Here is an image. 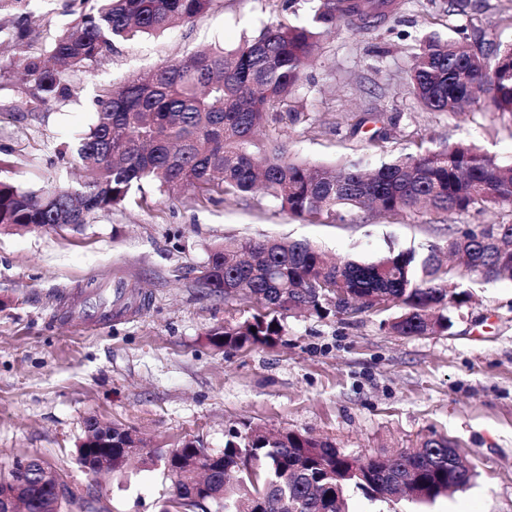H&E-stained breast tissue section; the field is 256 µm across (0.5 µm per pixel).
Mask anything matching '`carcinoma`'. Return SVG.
I'll return each mask as SVG.
<instances>
[{"label":"carcinoma","instance_id":"carcinoma-1","mask_svg":"<svg viewBox=\"0 0 512 512\" xmlns=\"http://www.w3.org/2000/svg\"><path fill=\"white\" fill-rule=\"evenodd\" d=\"M73 25L49 50H22L29 29L14 32L17 63L0 65V85L19 81L38 106L80 100L76 80L112 53L114 44L188 24L213 10L217 0H71ZM24 0H0V32L14 25ZM400 0H317L308 25L269 26L234 51L207 48L167 62L145 77L103 90L94 123L71 149L84 169L76 186L25 191L0 179V232L39 230L43 224L80 227L100 212L123 205L134 188L155 183L170 198L192 187L207 201L260 190L289 215L333 223L358 209L394 216L421 210L449 214L512 210V161H502L471 143L413 148L387 155L392 119L381 112L350 117L345 137L357 139L368 123L376 128L362 150L379 156L327 166L292 158L284 145L257 139L271 107L298 87L318 40L343 24L361 33L381 26ZM409 89L426 112L457 114L481 106L512 116V42L482 38H429L412 56ZM205 286L224 299H252L262 309L237 324L209 331L226 350L247 344L272 347L281 336L278 314L306 311L320 317L372 309L395 310L387 325L400 336L448 331V309L469 299L460 280L512 278V222L458 228L444 246L421 255L391 248L371 262L326 256L307 241L228 238L210 250ZM170 451L145 447L143 461L163 468L170 497L192 500L207 512H243L259 503L263 512H347L353 486L389 500L397 484L413 488L412 499L433 502L448 487L467 486L474 472L451 461L448 437H428L394 456L396 468L361 459L336 445L295 431L269 435L229 432L224 449L207 459L185 445ZM104 454L77 446L81 468ZM20 470L0 474V488H15L26 512H62L66 477L40 456L25 457Z\"/></svg>","mask_w":512,"mask_h":512}]
</instances>
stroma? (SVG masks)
I'll return each instance as SVG.
<instances>
[{"label": "stroma", "mask_w": 512, "mask_h": 512, "mask_svg": "<svg viewBox=\"0 0 512 512\" xmlns=\"http://www.w3.org/2000/svg\"><path fill=\"white\" fill-rule=\"evenodd\" d=\"M283 3L219 0L193 23L117 44L83 74L77 104L37 107L24 86L0 90V176L24 190L71 184L77 168L59 152L92 124L101 88L203 47L235 49L272 24H306L315 0ZM72 21L69 0H28L29 50L50 47ZM477 30L512 41V0H486L482 11L464 14L449 13L448 0H404L374 33L337 27L260 136L279 139L294 158L341 164L358 145L340 126L376 103L398 117L392 153L421 138L432 146L467 140L512 160V119L476 108L461 116L425 112L409 92V62L426 37ZM501 218L495 210L391 217L355 210L311 224L260 193L209 203L193 192L171 200L147 185L81 227L1 234L0 470L36 455L88 483L75 449L93 415L163 449L195 440L218 451L230 431L248 426L386 457L441 435L474 467L469 487L431 503L352 489L348 512H512V279L463 281L470 298L451 311L445 333L399 336L375 310L328 318L287 312L276 346L230 352L215 347L208 330L249 319L257 307L198 283L211 247L227 238L306 240L336 257L370 261L393 247L442 245L458 227ZM119 283L144 298L139 311L118 313ZM99 490L110 512H160L169 483L161 468L135 463L102 478Z\"/></svg>", "instance_id": "stroma-1"}]
</instances>
